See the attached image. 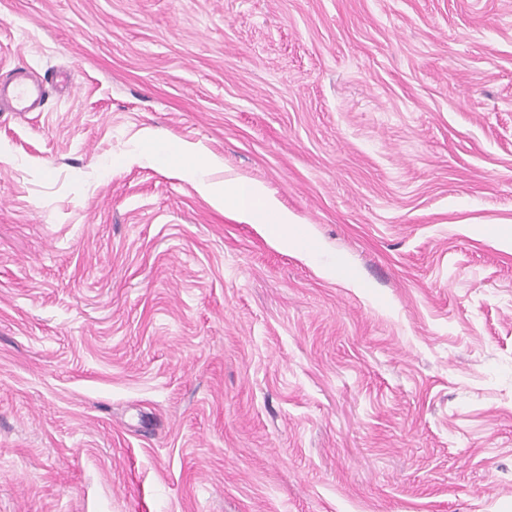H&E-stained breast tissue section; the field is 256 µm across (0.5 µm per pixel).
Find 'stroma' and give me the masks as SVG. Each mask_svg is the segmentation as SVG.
I'll use <instances>...</instances> for the list:
<instances>
[{
    "mask_svg": "<svg viewBox=\"0 0 512 512\" xmlns=\"http://www.w3.org/2000/svg\"><path fill=\"white\" fill-rule=\"evenodd\" d=\"M19 63L0 512H512V0H0ZM44 97L43 85L29 82L26 78H21L7 93L0 85V105L3 102L12 112H33ZM165 162L180 172H189L196 181L199 193L216 208L237 215L248 224L266 226L270 235L284 247H295L311 254L304 237L295 238L290 225L295 224L287 211L266 196L263 188L253 182L236 179L217 186L208 175L218 161L202 150L182 144H170L164 148Z\"/></svg>",
    "mask_w": 512,
    "mask_h": 512,
    "instance_id": "obj_1",
    "label": "stroma"
}]
</instances>
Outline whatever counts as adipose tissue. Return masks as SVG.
Instances as JSON below:
<instances>
[{
    "label": "adipose tissue",
    "instance_id": "obj_1",
    "mask_svg": "<svg viewBox=\"0 0 512 512\" xmlns=\"http://www.w3.org/2000/svg\"><path fill=\"white\" fill-rule=\"evenodd\" d=\"M140 149L150 154L164 151L167 164L190 173L199 193L213 206L240 215L246 223L266 226L282 246L306 249L305 239L295 238L290 231L292 217L267 197L260 185L244 179L231 180L221 186L210 182L208 175L216 164L214 157L188 145H162L160 137L151 131L145 133Z\"/></svg>",
    "mask_w": 512,
    "mask_h": 512
}]
</instances>
